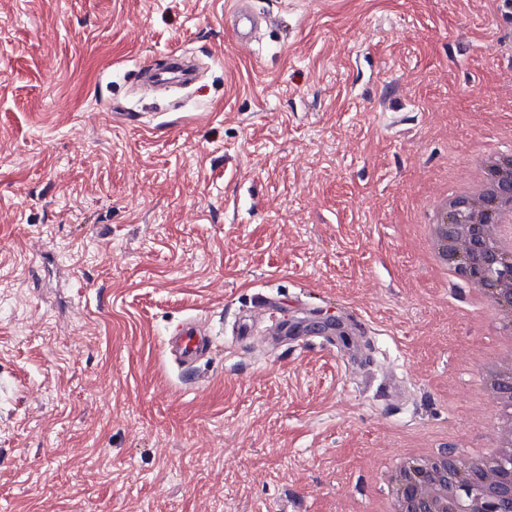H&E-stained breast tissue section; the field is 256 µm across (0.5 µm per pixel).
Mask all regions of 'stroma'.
Wrapping results in <instances>:
<instances>
[{
	"instance_id": "35a3bbf8",
	"label": "stroma",
	"mask_w": 512,
	"mask_h": 512,
	"mask_svg": "<svg viewBox=\"0 0 512 512\" xmlns=\"http://www.w3.org/2000/svg\"><path fill=\"white\" fill-rule=\"evenodd\" d=\"M224 2L0 0V512H384L408 453L491 437L497 327L420 226L512 150V16L253 0L244 45ZM175 49L188 102L136 95ZM263 295L363 357L273 342ZM203 335L198 324L188 319L166 339L165 354L185 383H195L197 362L212 349L213 338Z\"/></svg>"
}]
</instances>
